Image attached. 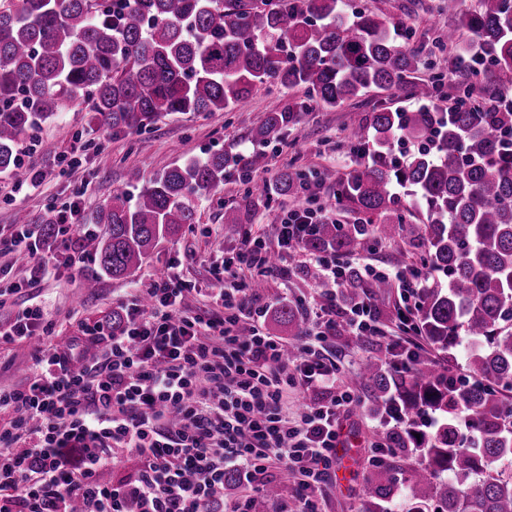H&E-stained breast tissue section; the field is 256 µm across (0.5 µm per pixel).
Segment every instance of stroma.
<instances>
[{"instance_id": "1", "label": "stroma", "mask_w": 512, "mask_h": 512, "mask_svg": "<svg viewBox=\"0 0 512 512\" xmlns=\"http://www.w3.org/2000/svg\"><path fill=\"white\" fill-rule=\"evenodd\" d=\"M440 3L441 0H350L352 10H370L409 25L414 33V44L426 61L417 73L418 79L429 81L437 74H445L447 82L442 91L448 94L457 76L448 70V42L443 31L434 24ZM304 96L303 89L285 90L270 83L231 111L176 112L157 119L138 133L112 131L92 120L83 106L68 105L34 131V160L44 173V181L37 188L22 189L16 198H0V230H9L20 209L37 224L49 218L62 220L64 207L69 203L77 205L80 223L92 224L93 214L113 193L137 195V188L127 183L129 169H140L150 177L173 163L203 158L211 153L229 157L255 156L254 173L264 180L272 179L288 165L303 171L313 184L312 206L331 209L337 223H359L361 215L338 206L334 198L337 178L356 166L348 131L353 118L351 112L344 108L316 110L305 114L279 141L261 144L250 139L253 125L264 113L282 110L289 101ZM73 152L81 155V165L74 169L59 166L58 157ZM246 196V184L236 174L227 175L223 186L195 199V222L183 225L176 235L162 240L133 281L104 276L92 293L81 288L79 275L97 270L93 256H85L83 262L59 269L55 275L44 278L34 290L24 286L34 265L32 259L0 258V265L10 270L9 280L23 285L22 290L13 295V302L36 297L52 325L51 335L41 337L39 343L0 346V383L24 382L35 347L45 348L79 335L82 324L111 320L114 312L125 310L135 289L147 287L163 276L177 274L195 284V291L185 300L188 308L213 309V297L218 288L213 271L222 266L225 251L239 242L238 233L224 228L225 208H242L244 228L261 234L266 232L271 215L297 203L295 197L276 195L268 207L248 211L244 208ZM419 233V220L405 218L402 224L396 225L392 238L380 244L366 241L357 257L360 263L379 268L397 265L401 260L409 265L421 264L424 252ZM318 293L313 281L297 269L286 280L268 276L261 302L272 308L281 302L294 306L302 301L310 305L317 301ZM372 301L378 317L377 336L352 344L343 335L335 340L342 365L354 373L361 371L369 358L387 360L388 338L397 331L398 288H390L384 295L373 294ZM387 434L370 403H363L345 420L341 438L349 449L347 470L341 482L328 488L325 512H359L364 480L373 470L371 446L385 442Z\"/></svg>"}]
</instances>
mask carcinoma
<instances>
[{
    "mask_svg": "<svg viewBox=\"0 0 512 512\" xmlns=\"http://www.w3.org/2000/svg\"><path fill=\"white\" fill-rule=\"evenodd\" d=\"M114 0H0V173L28 177L19 150L39 123L79 101L94 119L116 131L137 133L169 112L229 111L261 85L307 90V98L263 116L252 140L271 143L314 109L336 110L371 91L410 90L423 102L413 110L378 108L351 125L357 168L336 180V201L364 215L395 216L396 191L409 190L422 228L425 265L446 281L419 295L422 337L451 353L465 335L474 346L471 380L451 383L435 367L406 378L369 361L359 380L382 413L404 415L387 437L396 458L421 452L407 490V512H512V470L496 463L512 457V110L470 98L447 112L433 105L438 84L414 80L424 65L400 23L373 12L348 16L342 0H131L113 13ZM453 24H448V19ZM457 47L448 61L468 75L512 73V0H479L463 11L444 0L436 18ZM408 145L404 161L395 145ZM221 153L173 164L142 184L131 203L117 192L92 218L104 233L81 240L98 271L84 274L92 292L99 275L131 280L162 239L195 223L190 197L224 184ZM301 173L286 166L277 176L282 195L297 194ZM394 222V223H396ZM391 221L366 230L387 237ZM365 235L319 224L311 251L353 254ZM273 320L297 324L282 302ZM432 413L427 432L417 418ZM399 489L396 466L365 479L361 512H386Z\"/></svg>",
    "mask_w": 512,
    "mask_h": 512,
    "instance_id": "carcinoma-1",
    "label": "carcinoma"
}]
</instances>
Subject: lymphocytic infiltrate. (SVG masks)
Listing matches in <instances>:
<instances>
[{"mask_svg":"<svg viewBox=\"0 0 512 512\" xmlns=\"http://www.w3.org/2000/svg\"><path fill=\"white\" fill-rule=\"evenodd\" d=\"M330 217L299 206L268 235H245L216 274L218 311L189 309L190 284L170 275L135 294L120 331L86 324L75 340L36 351L25 383L0 386V512H215L212 492L231 471L254 492L292 474L291 496L276 512H323L342 422L362 403L324 342L340 324L360 341L377 332L370 297L337 302L351 261L304 247ZM86 232L58 225L59 244L47 255L35 225L17 224L0 233V255L26 254L44 272L72 264ZM292 255L319 268L325 288L289 358L287 341L263 327L253 284L272 258ZM364 273L397 282V319L404 335L416 331L426 272L368 265ZM49 329L32 302L0 321V343ZM404 335L388 348L398 373L409 374L424 358ZM298 390L308 395L300 409L291 400ZM119 448L142 459V469L131 481L101 482Z\"/></svg>","mask_w":512,"mask_h":512,"instance_id":"obj_1","label":"lymphocytic infiltrate"}]
</instances>
